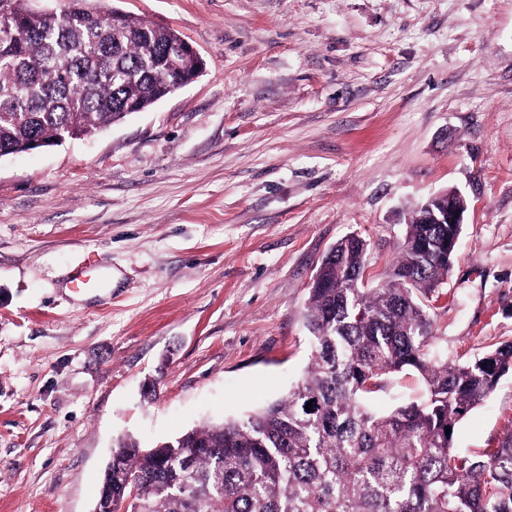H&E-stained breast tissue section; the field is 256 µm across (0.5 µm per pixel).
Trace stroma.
Returning <instances> with one entry per match:
<instances>
[{"label":"stroma","mask_w":512,"mask_h":512,"mask_svg":"<svg viewBox=\"0 0 512 512\" xmlns=\"http://www.w3.org/2000/svg\"><path fill=\"white\" fill-rule=\"evenodd\" d=\"M177 30L189 85L0 158V512H92L118 438L242 420L311 357L308 287L344 236L386 278L410 212L467 199L430 316L449 363L512 340V0H94ZM111 275L79 297L77 271ZM386 376L378 412L418 400ZM512 374L458 424L482 453Z\"/></svg>","instance_id":"stroma-1"}]
</instances>
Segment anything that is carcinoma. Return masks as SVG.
<instances>
[{"instance_id": "carcinoma-1", "label": "carcinoma", "mask_w": 512, "mask_h": 512, "mask_svg": "<svg viewBox=\"0 0 512 512\" xmlns=\"http://www.w3.org/2000/svg\"><path fill=\"white\" fill-rule=\"evenodd\" d=\"M2 2L0 156L92 135L174 93L203 66L192 53L171 65L178 31L91 0L50 13L28 0ZM450 204L466 207L450 191L412 210L376 288L363 287L367 240L338 242L309 287L314 349L303 378L241 421L203 424L151 448L119 439L95 512H114L134 487L127 512H512V427L494 451L471 456L446 435L512 371L511 340L464 364L433 350L428 302L448 279L435 242L453 240L455 230L421 216ZM405 369L424 380V399L371 411L363 398Z\"/></svg>"}]
</instances>
